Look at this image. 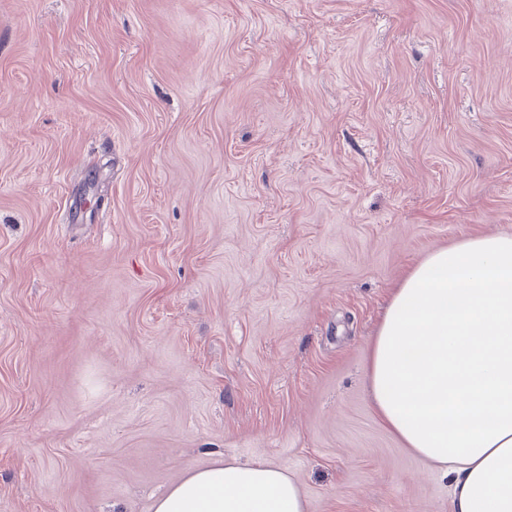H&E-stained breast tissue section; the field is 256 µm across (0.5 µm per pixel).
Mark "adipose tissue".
I'll return each instance as SVG.
<instances>
[{
  "mask_svg": "<svg viewBox=\"0 0 512 512\" xmlns=\"http://www.w3.org/2000/svg\"><path fill=\"white\" fill-rule=\"evenodd\" d=\"M372 406L451 479V512H512V236L429 254L394 292L366 368ZM153 512H306L295 480L258 463L189 472Z\"/></svg>",
  "mask_w": 512,
  "mask_h": 512,
  "instance_id": "adipose-tissue-1",
  "label": "adipose tissue"
}]
</instances>
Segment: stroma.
<instances>
[{
    "label": "stroma",
    "mask_w": 512,
    "mask_h": 512,
    "mask_svg": "<svg viewBox=\"0 0 512 512\" xmlns=\"http://www.w3.org/2000/svg\"><path fill=\"white\" fill-rule=\"evenodd\" d=\"M498 234L512 0H0V512L220 460L450 512L366 365L411 270Z\"/></svg>",
    "instance_id": "stroma-1"
}]
</instances>
